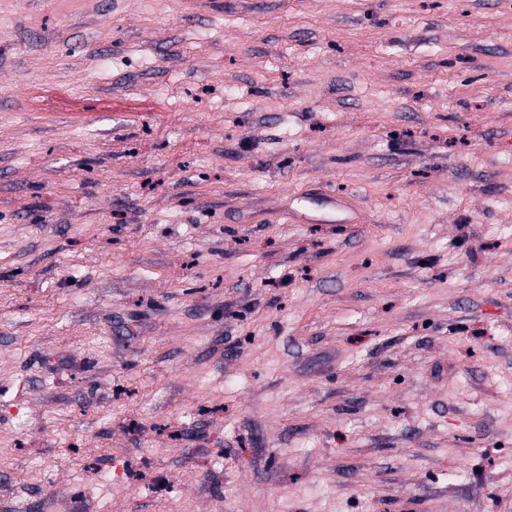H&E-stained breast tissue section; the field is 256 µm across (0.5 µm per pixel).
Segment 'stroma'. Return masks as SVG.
Instances as JSON below:
<instances>
[{
  "label": "stroma",
  "mask_w": 512,
  "mask_h": 512,
  "mask_svg": "<svg viewBox=\"0 0 512 512\" xmlns=\"http://www.w3.org/2000/svg\"><path fill=\"white\" fill-rule=\"evenodd\" d=\"M360 224H297L292 194ZM512 512V0H0V512Z\"/></svg>",
  "instance_id": "1"
}]
</instances>
